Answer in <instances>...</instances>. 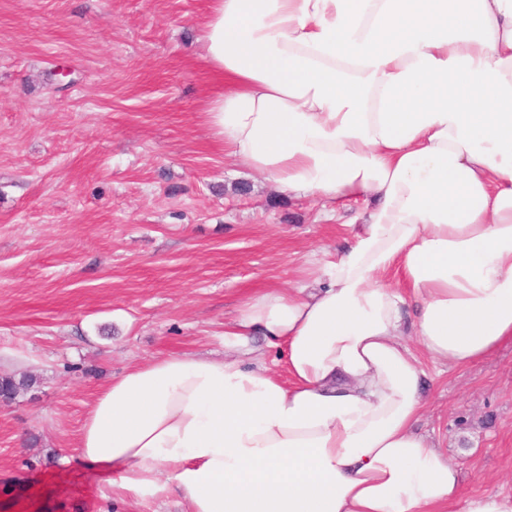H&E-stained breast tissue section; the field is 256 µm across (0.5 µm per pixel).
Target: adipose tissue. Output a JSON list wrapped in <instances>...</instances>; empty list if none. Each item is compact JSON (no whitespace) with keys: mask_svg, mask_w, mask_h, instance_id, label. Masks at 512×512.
<instances>
[{"mask_svg":"<svg viewBox=\"0 0 512 512\" xmlns=\"http://www.w3.org/2000/svg\"><path fill=\"white\" fill-rule=\"evenodd\" d=\"M202 40L224 151L280 193L363 200V221L307 278L248 295L224 359L112 378L80 464L185 512H512L461 498L416 431L426 372L405 343L457 367L512 344V0H210Z\"/></svg>","mask_w":512,"mask_h":512,"instance_id":"adipose-tissue-1","label":"adipose tissue"}]
</instances>
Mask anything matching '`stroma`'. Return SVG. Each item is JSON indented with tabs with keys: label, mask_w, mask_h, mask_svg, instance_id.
Listing matches in <instances>:
<instances>
[{
	"label": "stroma",
	"mask_w": 512,
	"mask_h": 512,
	"mask_svg": "<svg viewBox=\"0 0 512 512\" xmlns=\"http://www.w3.org/2000/svg\"><path fill=\"white\" fill-rule=\"evenodd\" d=\"M208 4L0 0V371L38 380L0 403V512H181L174 494L114 504L78 464L96 394L154 358H222L238 301L336 258L361 218L277 193L215 141ZM423 366L417 429L462 496L512 495V344Z\"/></svg>",
	"instance_id": "obj_1"
}]
</instances>
